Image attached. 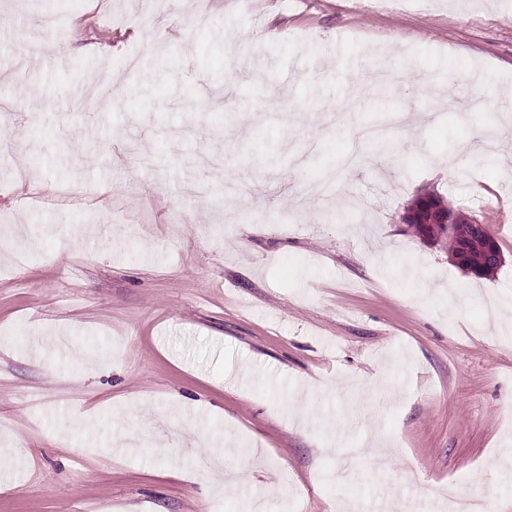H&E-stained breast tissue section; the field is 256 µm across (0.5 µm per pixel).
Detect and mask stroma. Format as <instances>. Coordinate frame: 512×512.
I'll list each match as a JSON object with an SVG mask.
<instances>
[{"label": "stroma", "mask_w": 512, "mask_h": 512, "mask_svg": "<svg viewBox=\"0 0 512 512\" xmlns=\"http://www.w3.org/2000/svg\"><path fill=\"white\" fill-rule=\"evenodd\" d=\"M0 16V512H512V0ZM422 192L492 275L401 223ZM485 140L483 137H477L461 145L454 155H448V168L453 169L461 162L481 160L487 146Z\"/></svg>", "instance_id": "35a3bbf8"}]
</instances>
